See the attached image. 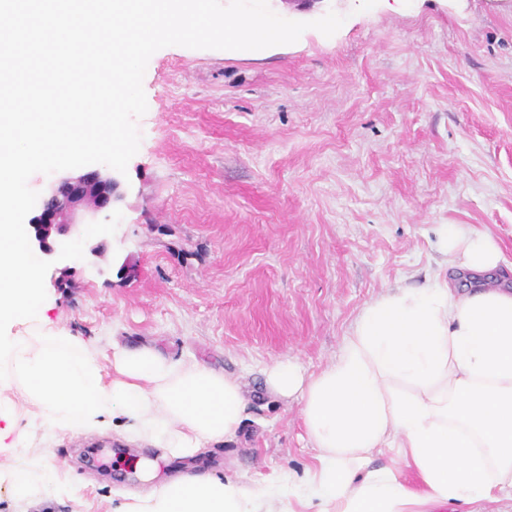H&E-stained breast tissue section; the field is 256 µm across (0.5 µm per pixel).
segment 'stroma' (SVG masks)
<instances>
[{"mask_svg":"<svg viewBox=\"0 0 512 512\" xmlns=\"http://www.w3.org/2000/svg\"><path fill=\"white\" fill-rule=\"evenodd\" d=\"M345 15L330 37L305 30L263 50L168 46L150 58L148 110L123 217L93 262L50 267L37 319L104 352L145 345L241 376L249 421L229 443L151 467L121 435H44L18 402L0 439L31 438L42 466L85 484L45 512H110L187 471L244 484L303 476L313 450L298 401L264 389L289 360L329 365L363 307L397 287L448 277L442 224L492 234L512 260V0H315Z\"/></svg>","mask_w":512,"mask_h":512,"instance_id":"1","label":"stroma"}]
</instances>
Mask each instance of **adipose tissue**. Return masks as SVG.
I'll return each mask as SVG.
<instances>
[{
  "instance_id": "adipose-tissue-1",
  "label": "adipose tissue",
  "mask_w": 512,
  "mask_h": 512,
  "mask_svg": "<svg viewBox=\"0 0 512 512\" xmlns=\"http://www.w3.org/2000/svg\"><path fill=\"white\" fill-rule=\"evenodd\" d=\"M438 245L461 271L506 263L491 235L460 224L440 225ZM0 357L53 434L105 431L120 417L127 441L186 459L233 441L248 419L237 377L147 346L107 356L50 329L7 337ZM265 384L301 402L315 450L301 481L187 475L127 498L118 512H512V291L435 281L386 292L361 310L325 369L280 360ZM25 446L18 434L0 468L18 512L43 493L81 498L80 484L37 466ZM384 452L397 465L374 466Z\"/></svg>"
}]
</instances>
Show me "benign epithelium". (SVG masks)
Segmentation results:
<instances>
[{"label": "benign epithelium", "mask_w": 512, "mask_h": 512, "mask_svg": "<svg viewBox=\"0 0 512 512\" xmlns=\"http://www.w3.org/2000/svg\"><path fill=\"white\" fill-rule=\"evenodd\" d=\"M118 183L91 169L57 181L37 202L28 221L29 239L38 254L55 259L79 226L78 219L112 209Z\"/></svg>", "instance_id": "1"}]
</instances>
